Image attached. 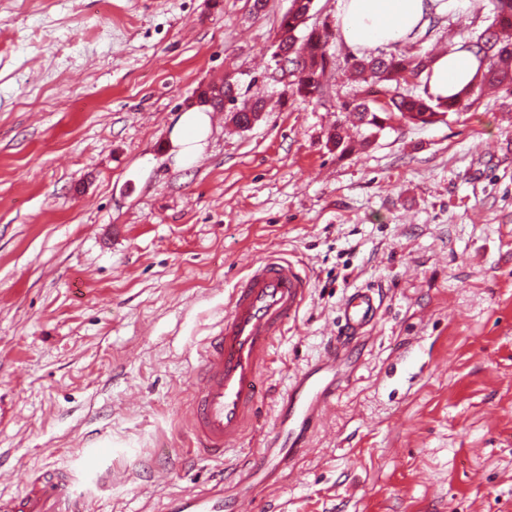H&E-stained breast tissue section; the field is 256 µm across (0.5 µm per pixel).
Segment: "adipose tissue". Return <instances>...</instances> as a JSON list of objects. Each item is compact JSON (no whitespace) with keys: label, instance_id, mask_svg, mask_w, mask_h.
I'll return each instance as SVG.
<instances>
[{"label":"adipose tissue","instance_id":"ef3b65f1","mask_svg":"<svg viewBox=\"0 0 512 512\" xmlns=\"http://www.w3.org/2000/svg\"><path fill=\"white\" fill-rule=\"evenodd\" d=\"M338 15L345 41L356 48L395 44L414 30L428 26L432 17L445 15L458 0H343ZM479 66L475 54L459 49L434 59L422 75L432 97L457 95L470 82ZM206 108L196 105L185 111L172 138L185 155L194 154L207 133Z\"/></svg>","mask_w":512,"mask_h":512}]
</instances>
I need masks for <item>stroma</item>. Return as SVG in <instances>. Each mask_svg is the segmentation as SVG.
Instances as JSON below:
<instances>
[{
  "mask_svg": "<svg viewBox=\"0 0 512 512\" xmlns=\"http://www.w3.org/2000/svg\"><path fill=\"white\" fill-rule=\"evenodd\" d=\"M252 4L0 0V496L80 471L105 442L95 512H163L228 461L232 512L280 437L279 395L366 287L381 314L343 347L333 404L293 469L269 468L255 512H512V99L329 150L354 47L333 34L325 95L293 97L270 62L291 0ZM484 26L460 0L418 50ZM228 73L266 112L240 129L209 111L180 156L176 122ZM272 250L310 296L273 344L263 417L206 458L188 445L200 351Z\"/></svg>",
  "mask_w": 512,
  "mask_h": 512,
  "instance_id": "35a3bbf8",
  "label": "stroma"
}]
</instances>
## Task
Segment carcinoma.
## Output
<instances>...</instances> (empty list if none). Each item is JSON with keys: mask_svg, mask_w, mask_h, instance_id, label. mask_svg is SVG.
Returning <instances> with one entry per match:
<instances>
[{"mask_svg": "<svg viewBox=\"0 0 512 512\" xmlns=\"http://www.w3.org/2000/svg\"><path fill=\"white\" fill-rule=\"evenodd\" d=\"M314 0H292L279 24L277 52H286V65L277 69L280 76L290 78L292 94L306 100L324 94L328 75L333 69V56L327 46L332 33L327 24L308 26ZM487 26L468 41L479 61L478 71L454 99L442 100L406 94L402 85L409 79L421 78L432 62L429 55L405 52L352 56L346 60L345 74L360 86V97L341 103V110L365 127L378 131L386 128L393 117L407 123L426 125L444 120L450 113L479 102L488 89H500L512 96V0H492ZM238 84L227 74L219 85L198 90L197 98L211 103L230 115L239 127H247L259 119L264 104L237 106Z\"/></svg>", "mask_w": 512, "mask_h": 512, "instance_id": "cac0c4a2", "label": "carcinoma"}]
</instances>
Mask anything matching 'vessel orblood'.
<instances>
[{
    "label": "vessel or blood",
    "mask_w": 512,
    "mask_h": 512,
    "mask_svg": "<svg viewBox=\"0 0 512 512\" xmlns=\"http://www.w3.org/2000/svg\"><path fill=\"white\" fill-rule=\"evenodd\" d=\"M309 288L296 264L275 253L253 264L237 283L223 319L205 344L199 397L190 411L191 442L204 456H223L258 422L259 385L273 343L299 313ZM379 307L371 290L353 289L340 308L344 333L363 334ZM335 398V391L317 372L297 376L277 413L286 433L280 454L293 460L304 452L309 431ZM77 483L74 473L63 470L33 478L22 493L0 497V512H91V496L79 491ZM165 512H224V486L219 483L178 495L167 503Z\"/></svg>",
    "instance_id": "1"
}]
</instances>
